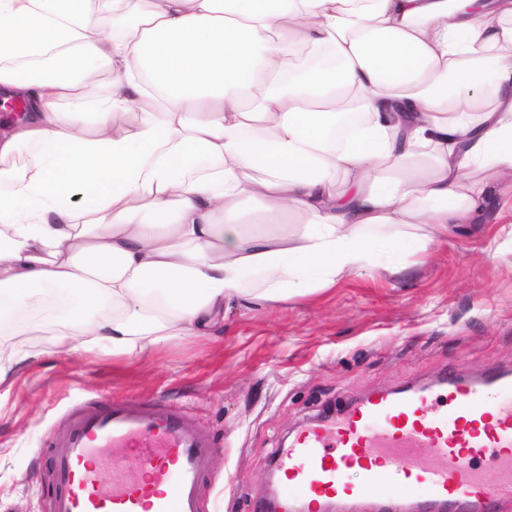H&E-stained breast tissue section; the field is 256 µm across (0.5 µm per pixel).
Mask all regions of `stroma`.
<instances>
[{"mask_svg": "<svg viewBox=\"0 0 512 512\" xmlns=\"http://www.w3.org/2000/svg\"><path fill=\"white\" fill-rule=\"evenodd\" d=\"M47 322L0 385V512H47L42 445L76 403L166 400L217 449L203 512H256L270 464L325 407L433 383L448 370H512V191L429 256L403 242L324 292L232 307L204 336L138 357H63Z\"/></svg>", "mask_w": 512, "mask_h": 512, "instance_id": "stroma-1", "label": "stroma"}]
</instances>
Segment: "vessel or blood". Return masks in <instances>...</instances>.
<instances>
[{
	"instance_id": "obj_1",
	"label": "vessel or blood",
	"mask_w": 512,
	"mask_h": 512,
	"mask_svg": "<svg viewBox=\"0 0 512 512\" xmlns=\"http://www.w3.org/2000/svg\"><path fill=\"white\" fill-rule=\"evenodd\" d=\"M48 512H202L215 442L195 418L164 402L111 400L73 408L53 434ZM118 453L112 492L87 468L98 449ZM277 512H322L335 501L378 500L421 512H497L512 501V374L449 373L439 389L378 391L335 419L305 426L276 452ZM356 469L357 482L345 479Z\"/></svg>"
}]
</instances>
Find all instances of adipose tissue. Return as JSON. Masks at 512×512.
Segmentation results:
<instances>
[{"label":"adipose tissue","mask_w":512,"mask_h":512,"mask_svg":"<svg viewBox=\"0 0 512 512\" xmlns=\"http://www.w3.org/2000/svg\"><path fill=\"white\" fill-rule=\"evenodd\" d=\"M0 97L25 106L0 127L1 384L60 296L58 354L133 357L333 288L404 225L427 255L512 186V0H0Z\"/></svg>","instance_id":"ef3b65f1"}]
</instances>
